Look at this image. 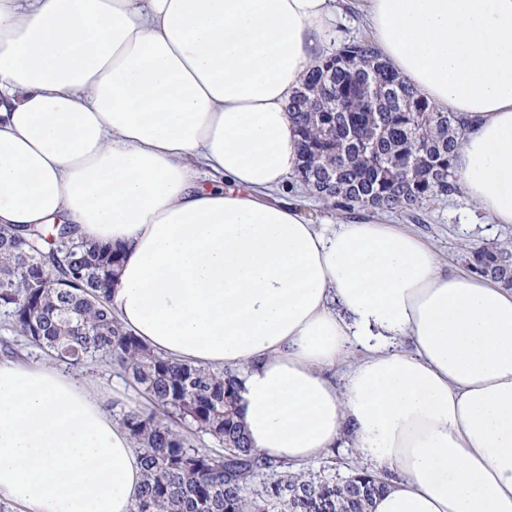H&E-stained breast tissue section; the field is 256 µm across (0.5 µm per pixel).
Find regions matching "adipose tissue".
<instances>
[{
    "label": "adipose tissue",
    "instance_id": "adipose-tissue-1",
    "mask_svg": "<svg viewBox=\"0 0 512 512\" xmlns=\"http://www.w3.org/2000/svg\"><path fill=\"white\" fill-rule=\"evenodd\" d=\"M349 14L464 122L455 180L512 224V0H0V226L60 216L120 248L113 315L169 359L239 370L265 456L346 436L390 476L373 512H512V289L276 197L298 174L288 103ZM141 480L88 384L0 360V498L130 512Z\"/></svg>",
    "mask_w": 512,
    "mask_h": 512
}]
</instances>
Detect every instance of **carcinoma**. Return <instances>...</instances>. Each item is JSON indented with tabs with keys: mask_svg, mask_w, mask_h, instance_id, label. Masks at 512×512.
Listing matches in <instances>:
<instances>
[{
	"mask_svg": "<svg viewBox=\"0 0 512 512\" xmlns=\"http://www.w3.org/2000/svg\"><path fill=\"white\" fill-rule=\"evenodd\" d=\"M300 138L301 178L338 209L412 212L458 192L452 162L464 123L431 103L371 46L348 44L324 59L288 103ZM118 250L74 237L70 224L0 228V311L48 359L116 362L149 408L118 413L142 451L143 484L130 512H372L384 487L356 469L345 478L292 473L251 448L238 420L240 376L174 363L112 316L108 293ZM476 272L512 288V251L472 254ZM181 423L209 436L196 448Z\"/></svg>",
	"mask_w": 512,
	"mask_h": 512,
	"instance_id": "carcinoma-1",
	"label": "carcinoma"
}]
</instances>
